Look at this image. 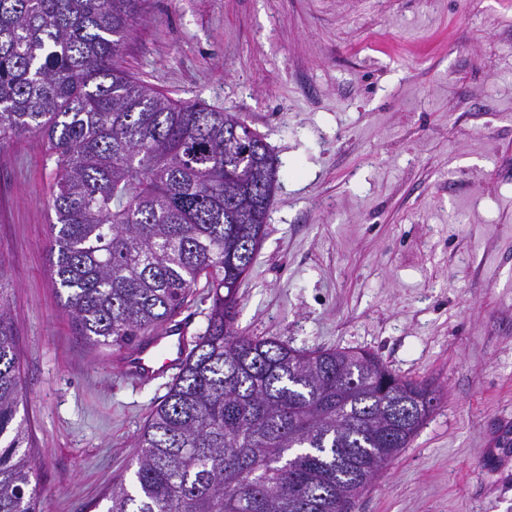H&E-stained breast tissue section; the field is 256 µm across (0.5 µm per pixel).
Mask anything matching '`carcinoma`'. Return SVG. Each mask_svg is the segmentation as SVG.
<instances>
[{"label":"carcinoma","mask_w":512,"mask_h":512,"mask_svg":"<svg viewBox=\"0 0 512 512\" xmlns=\"http://www.w3.org/2000/svg\"><path fill=\"white\" fill-rule=\"evenodd\" d=\"M142 0H0V152L46 138L54 282L78 333L126 348L205 278L213 304L134 443L106 512H348L407 447L435 391L368 351L295 349L234 330L278 162L240 118L175 101L117 60ZM0 259V512H40L19 415V356Z\"/></svg>","instance_id":"obj_1"}]
</instances>
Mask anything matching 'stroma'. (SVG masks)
Segmentation results:
<instances>
[{
	"instance_id": "35a3bbf8",
	"label": "stroma",
	"mask_w": 512,
	"mask_h": 512,
	"mask_svg": "<svg viewBox=\"0 0 512 512\" xmlns=\"http://www.w3.org/2000/svg\"><path fill=\"white\" fill-rule=\"evenodd\" d=\"M166 96L238 113L279 161L234 328L377 354L438 402L349 512H512V0H144L119 53ZM56 170L0 152V270L42 512H96L175 372L79 336L53 286ZM206 282L172 319L193 348Z\"/></svg>"
}]
</instances>
